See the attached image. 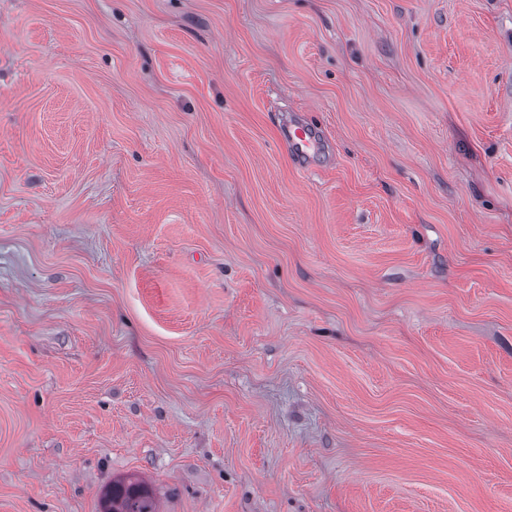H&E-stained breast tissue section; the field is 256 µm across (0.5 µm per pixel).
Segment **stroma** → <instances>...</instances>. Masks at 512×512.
<instances>
[{"mask_svg":"<svg viewBox=\"0 0 512 512\" xmlns=\"http://www.w3.org/2000/svg\"><path fill=\"white\" fill-rule=\"evenodd\" d=\"M130 475L512 512V0H0V512ZM282 141L298 163L308 164L319 150L321 139L314 129L303 125L288 126L282 132Z\"/></svg>","mask_w":512,"mask_h":512,"instance_id":"stroma-1","label":"stroma"}]
</instances>
